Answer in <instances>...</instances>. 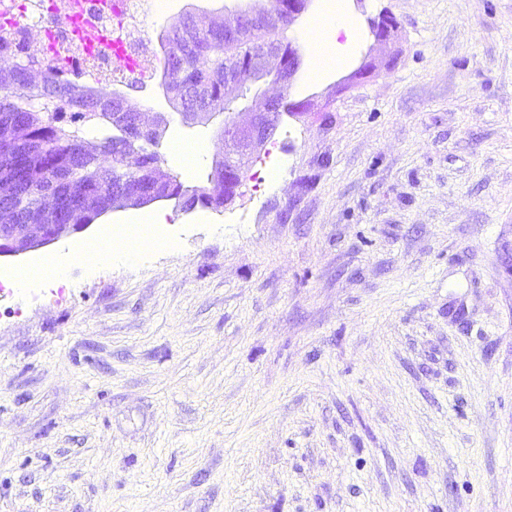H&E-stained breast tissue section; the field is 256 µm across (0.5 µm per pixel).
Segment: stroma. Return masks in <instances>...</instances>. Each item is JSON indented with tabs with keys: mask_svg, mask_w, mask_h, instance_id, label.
<instances>
[{
	"mask_svg": "<svg viewBox=\"0 0 512 512\" xmlns=\"http://www.w3.org/2000/svg\"><path fill=\"white\" fill-rule=\"evenodd\" d=\"M346 67L302 64L233 201L114 210L0 272L66 265L0 306V512H512V0H346ZM237 0H166L185 13ZM398 27L375 44L380 12ZM186 186L225 152L159 81ZM204 142L191 168L175 139ZM161 213L136 263L75 262Z\"/></svg>",
	"mask_w": 512,
	"mask_h": 512,
	"instance_id": "35a3bbf8",
	"label": "stroma"
}]
</instances>
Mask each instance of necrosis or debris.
I'll return each instance as SVG.
<instances>
[{
  "label": "necrosis or debris",
  "instance_id": "necrosis-or-debris-1",
  "mask_svg": "<svg viewBox=\"0 0 512 512\" xmlns=\"http://www.w3.org/2000/svg\"><path fill=\"white\" fill-rule=\"evenodd\" d=\"M160 0H0V27L24 40L35 67L71 84L135 85L152 79L147 20Z\"/></svg>",
  "mask_w": 512,
  "mask_h": 512
}]
</instances>
